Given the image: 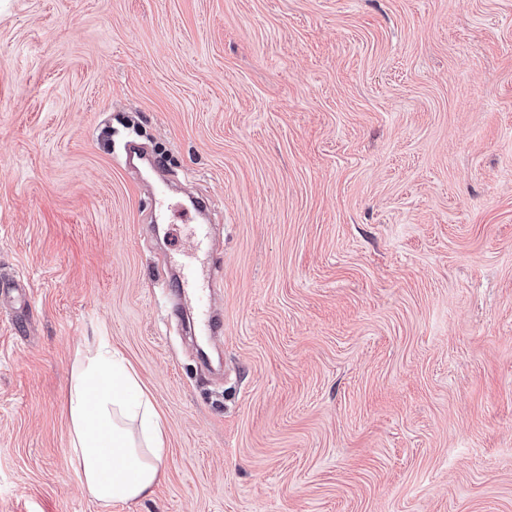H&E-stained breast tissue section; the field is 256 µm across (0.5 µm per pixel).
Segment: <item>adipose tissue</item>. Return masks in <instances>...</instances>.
Instances as JSON below:
<instances>
[{
    "mask_svg": "<svg viewBox=\"0 0 512 512\" xmlns=\"http://www.w3.org/2000/svg\"><path fill=\"white\" fill-rule=\"evenodd\" d=\"M68 411L71 459L89 495L104 504L149 498L163 474L168 422L116 350L102 345L78 361Z\"/></svg>",
    "mask_w": 512,
    "mask_h": 512,
    "instance_id": "obj_1",
    "label": "adipose tissue"
}]
</instances>
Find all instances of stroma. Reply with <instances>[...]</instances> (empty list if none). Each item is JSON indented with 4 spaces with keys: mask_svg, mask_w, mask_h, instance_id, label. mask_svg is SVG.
<instances>
[{
    "mask_svg": "<svg viewBox=\"0 0 512 512\" xmlns=\"http://www.w3.org/2000/svg\"><path fill=\"white\" fill-rule=\"evenodd\" d=\"M4 274L0 512H512V0H0ZM103 342L170 425L137 504L69 459ZM203 273L190 261L182 265V276L176 292L185 302L191 303L198 311V325L202 333L207 334L217 328L211 304V289L202 285ZM207 290L209 292L207 293Z\"/></svg>",
    "mask_w": 512,
    "mask_h": 512,
    "instance_id": "obj_1",
    "label": "stroma"
}]
</instances>
